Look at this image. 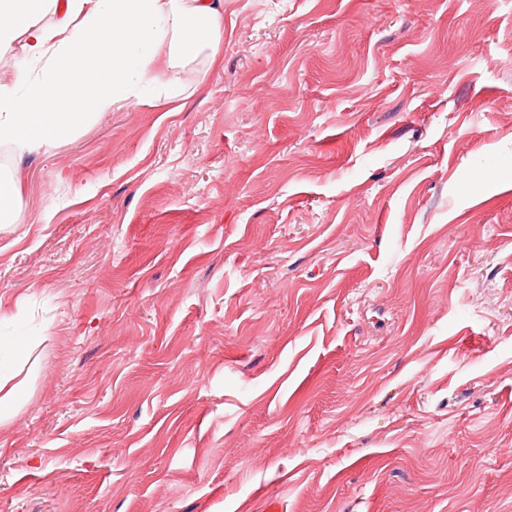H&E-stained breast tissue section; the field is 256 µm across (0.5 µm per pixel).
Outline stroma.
<instances>
[{
  "label": "stroma",
  "instance_id": "1",
  "mask_svg": "<svg viewBox=\"0 0 512 512\" xmlns=\"http://www.w3.org/2000/svg\"><path fill=\"white\" fill-rule=\"evenodd\" d=\"M219 56L0 145V512H512V0H224ZM18 190L11 180H0V224L11 226L16 224L15 205Z\"/></svg>",
  "mask_w": 512,
  "mask_h": 512
}]
</instances>
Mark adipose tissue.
Segmentation results:
<instances>
[{"mask_svg":"<svg viewBox=\"0 0 512 512\" xmlns=\"http://www.w3.org/2000/svg\"><path fill=\"white\" fill-rule=\"evenodd\" d=\"M224 40V0H0V142L34 153L119 101L174 83L173 71ZM172 72L153 73L158 48Z\"/></svg>","mask_w":512,"mask_h":512,"instance_id":"ef3b65f1","label":"adipose tissue"}]
</instances>
